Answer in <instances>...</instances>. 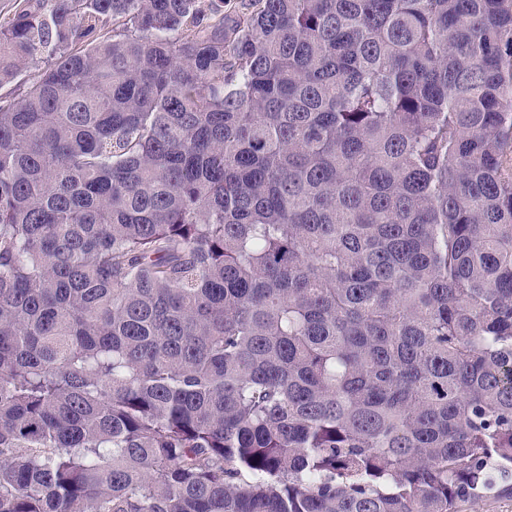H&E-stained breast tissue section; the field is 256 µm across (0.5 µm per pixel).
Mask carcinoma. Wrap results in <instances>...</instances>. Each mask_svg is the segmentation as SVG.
Instances as JSON below:
<instances>
[{
  "label": "carcinoma",
  "instance_id": "obj_1",
  "mask_svg": "<svg viewBox=\"0 0 512 512\" xmlns=\"http://www.w3.org/2000/svg\"><path fill=\"white\" fill-rule=\"evenodd\" d=\"M0 512L512 497V0H16Z\"/></svg>",
  "mask_w": 512,
  "mask_h": 512
}]
</instances>
